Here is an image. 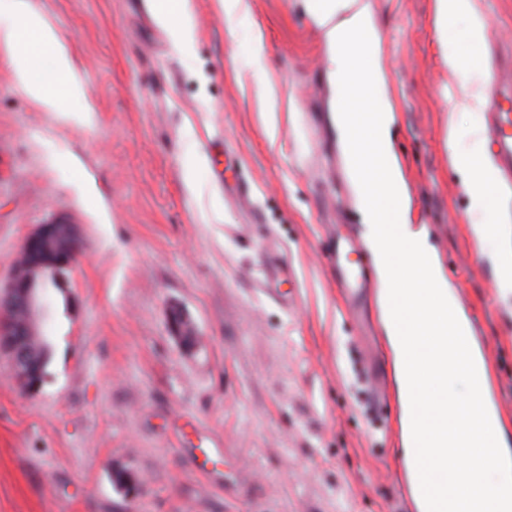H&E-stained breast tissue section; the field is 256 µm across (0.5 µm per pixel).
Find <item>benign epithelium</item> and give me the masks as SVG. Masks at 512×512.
Returning a JSON list of instances; mask_svg holds the SVG:
<instances>
[{
    "instance_id": "1",
    "label": "benign epithelium",
    "mask_w": 512,
    "mask_h": 512,
    "mask_svg": "<svg viewBox=\"0 0 512 512\" xmlns=\"http://www.w3.org/2000/svg\"><path fill=\"white\" fill-rule=\"evenodd\" d=\"M83 242L81 225L64 216L35 224L24 237L9 279L0 282V356L8 357L19 386L37 393L41 367L28 356L27 342L40 335L47 308L44 290L59 288L73 268V250ZM169 329L186 349L196 346L197 327L177 305L169 308Z\"/></svg>"
}]
</instances>
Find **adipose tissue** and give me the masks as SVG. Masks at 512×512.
Masks as SVG:
<instances>
[{
	"instance_id": "adipose-tissue-1",
	"label": "adipose tissue",
	"mask_w": 512,
	"mask_h": 512,
	"mask_svg": "<svg viewBox=\"0 0 512 512\" xmlns=\"http://www.w3.org/2000/svg\"><path fill=\"white\" fill-rule=\"evenodd\" d=\"M13 17L0 23V46L12 57L20 84L43 111L60 112L61 99L82 96L81 85L74 77V65L58 35L35 9L30 0H12ZM158 17L184 46L193 42L190 0H152ZM304 8L322 29L328 45L330 111L338 133L345 169L356 194L361 221L369 228L368 248L376 272L382 281L379 294L381 322L393 370L398 398L402 406V455L406 468L416 461L424 463V480L413 487L418 512H512V441L508 440L501 418L488 396L489 367L481 351L471 342L469 320L456 308L455 297L445 282L437 262L418 266L414 277L400 276L387 257L396 242L410 246L414 252H428L422 231L401 222L396 236L385 233L387 221L378 205L380 199L403 198L404 181L391 150V106L380 114L374 146L353 150L351 132L343 110L341 87L348 83L379 84L380 69L358 67L350 62L351 54L376 44V29L366 0H304ZM436 28L447 46L448 71L457 80V91L445 94L449 115L469 112L475 118L471 152H452L453 165L462 173V189L471 212L496 213L495 223L473 224L469 232L477 241L498 240L503 251H512V199L491 197L493 182L490 159L484 152L483 128L479 117L486 93L474 86L475 78L484 76L482 65L468 61L463 47L452 33L460 18H468V45L485 41L486 20L474 0H434ZM467 45V46H468ZM40 49L52 62L55 74L66 82L58 88L35 76L29 58L31 49ZM462 379L470 387L456 401L448 399V383ZM460 411L458 427H471L475 418L488 423L483 449L449 463L442 446L418 447L417 409L431 418L447 419L449 405Z\"/></svg>"
}]
</instances>
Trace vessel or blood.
<instances>
[{
  "label": "vessel or blood",
  "instance_id": "vessel-or-blood-1",
  "mask_svg": "<svg viewBox=\"0 0 512 512\" xmlns=\"http://www.w3.org/2000/svg\"><path fill=\"white\" fill-rule=\"evenodd\" d=\"M489 102L486 112L487 137L491 154L501 175L512 181V51L495 49L490 53ZM376 88H368L363 98L353 93L345 95V110L352 122V135L355 144L368 141L376 128L379 114ZM359 250L358 244L348 238L337 239L328 255L330 263L335 265L338 283L342 288L349 306L359 305L368 292V281L363 267L353 266L350 257ZM446 438L450 453L464 454L465 448L458 436L456 424H449L447 432H440L435 425H428L419 445L427 447Z\"/></svg>",
  "mask_w": 512,
  "mask_h": 512
}]
</instances>
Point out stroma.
Listing matches in <instances>:
<instances>
[{
	"instance_id": "obj_1",
	"label": "stroma",
	"mask_w": 512,
	"mask_h": 512,
	"mask_svg": "<svg viewBox=\"0 0 512 512\" xmlns=\"http://www.w3.org/2000/svg\"><path fill=\"white\" fill-rule=\"evenodd\" d=\"M89 108L43 111L0 48V281L54 214L83 229L47 289L40 391L0 358V512H417L377 290L349 312L323 254L364 237L329 112L328 53L302 0H192L183 49L151 0H31ZM393 149L423 229L490 366L512 435V297L476 242L446 126L433 0H368ZM196 322L184 350L167 314ZM135 474L120 489L113 472Z\"/></svg>"
}]
</instances>
